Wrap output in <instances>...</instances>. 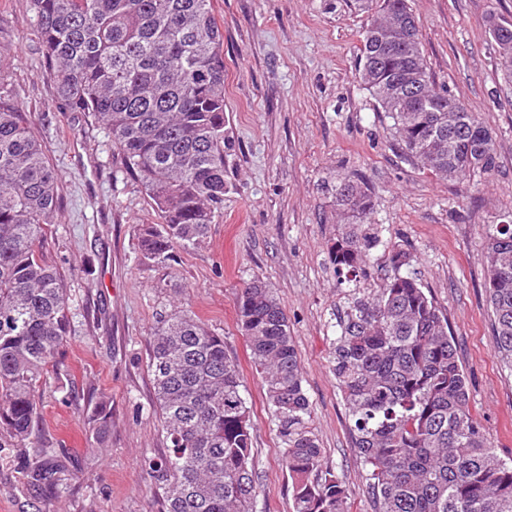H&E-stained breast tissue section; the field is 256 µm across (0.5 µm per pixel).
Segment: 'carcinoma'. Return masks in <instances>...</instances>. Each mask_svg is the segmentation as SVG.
Here are the masks:
<instances>
[{
  "instance_id": "1",
  "label": "carcinoma",
  "mask_w": 512,
  "mask_h": 512,
  "mask_svg": "<svg viewBox=\"0 0 512 512\" xmlns=\"http://www.w3.org/2000/svg\"><path fill=\"white\" fill-rule=\"evenodd\" d=\"M59 104L108 130L159 222L138 249L159 263L201 243L224 208V40L212 0H30ZM373 11L358 78L393 121L406 161L450 179L498 168L496 141L479 116L435 88L408 0H366ZM512 83V33L494 39ZM423 83L411 85V71ZM390 84L407 99L396 112ZM336 207L367 215L362 178L336 187ZM58 208V177L22 113L0 106V453L27 459V483L57 492L54 449L33 442L36 393L71 330L66 275L37 244ZM375 228L344 224L329 254L337 271L363 273ZM487 302L496 350L512 368V224L487 236ZM394 247L374 292L339 317L331 370L366 468L374 512H512V463L488 443L470 408L468 378L448 322ZM252 362L273 409L292 479L294 512H349L345 484L325 465L288 317L269 285L253 279L237 300ZM148 368L168 455L146 474L163 490L158 512H255L250 413L224 337L192 311L175 310L152 333ZM107 401L89 416L105 437Z\"/></svg>"
}]
</instances>
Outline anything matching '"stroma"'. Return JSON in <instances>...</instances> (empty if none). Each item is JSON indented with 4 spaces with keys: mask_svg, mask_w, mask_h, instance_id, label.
<instances>
[{
    "mask_svg": "<svg viewBox=\"0 0 512 512\" xmlns=\"http://www.w3.org/2000/svg\"><path fill=\"white\" fill-rule=\"evenodd\" d=\"M438 85L477 113L496 139L492 175L448 179L406 162L357 72L371 15L355 0H213L224 34V210L204 243L159 263L137 249L158 217L106 129L55 98L30 0H0V76L58 174L60 209L40 250L68 278L71 334L37 393V440L55 448L64 491L27 486L26 459L0 455V512H157L146 461L167 454L156 416L150 341L161 316L191 308L238 362L253 424L256 512H293L292 480L262 378L237 321L252 278L274 289L288 316L311 427L343 481L350 512H372L366 471L330 369L337 321L353 295L378 288L388 252L410 253L448 321L469 379L474 417L512 460V370L499 360L486 302V235L512 223V85L487 21L512 23V0H410ZM371 187L367 223L379 231L366 274L336 273L329 248L343 214L335 186ZM112 427L97 444L88 416L100 398Z\"/></svg>",
    "mask_w": 512,
    "mask_h": 512,
    "instance_id": "stroma-1",
    "label": "stroma"
}]
</instances>
